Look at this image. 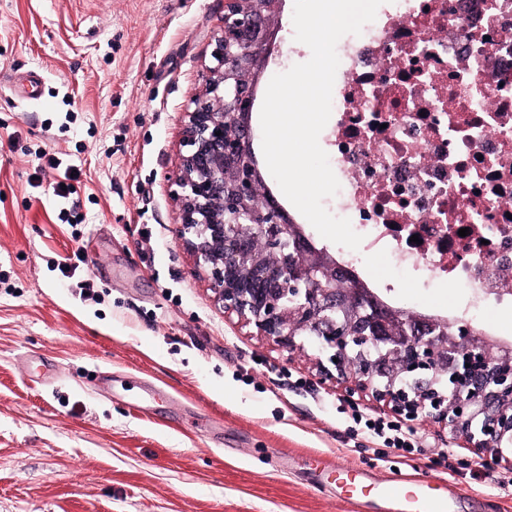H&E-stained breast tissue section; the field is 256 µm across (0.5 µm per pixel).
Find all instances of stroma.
<instances>
[{
    "label": "stroma",
    "mask_w": 512,
    "mask_h": 512,
    "mask_svg": "<svg viewBox=\"0 0 512 512\" xmlns=\"http://www.w3.org/2000/svg\"><path fill=\"white\" fill-rule=\"evenodd\" d=\"M293 4L266 22L256 101L311 55ZM223 14L224 0H0V512H345L326 464L439 478L451 448L465 467L449 484L512 512L504 461L430 409L420 451L376 461L340 408L390 405L324 380L316 344L287 351L225 312L183 246L170 179ZM35 69L41 97L21 101L14 80ZM367 276L440 322L464 300L380 257Z\"/></svg>",
    "instance_id": "stroma-1"
}]
</instances>
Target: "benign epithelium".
Returning <instances> with one entry per match:
<instances>
[{
	"instance_id": "obj_1",
	"label": "benign epithelium",
	"mask_w": 512,
	"mask_h": 512,
	"mask_svg": "<svg viewBox=\"0 0 512 512\" xmlns=\"http://www.w3.org/2000/svg\"><path fill=\"white\" fill-rule=\"evenodd\" d=\"M278 0H224L214 64L185 112L179 172L181 239L235 313L291 350L316 338L326 380L345 381L398 410L428 401L471 448L499 458L512 439V349L489 363L466 331L396 313L368 289L336 288V259L316 249L264 187L250 147L253 78ZM221 135H216V132ZM470 364L463 388L442 378Z\"/></svg>"
}]
</instances>
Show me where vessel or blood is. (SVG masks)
Segmentation results:
<instances>
[{
  "label": "vessel or blood",
  "instance_id": "vessel-or-blood-1",
  "mask_svg": "<svg viewBox=\"0 0 512 512\" xmlns=\"http://www.w3.org/2000/svg\"><path fill=\"white\" fill-rule=\"evenodd\" d=\"M336 478L345 490L350 512H368L371 503L388 505L389 512H452L455 492L442 480L420 474H397L368 480L359 470L340 465Z\"/></svg>",
  "mask_w": 512,
  "mask_h": 512
}]
</instances>
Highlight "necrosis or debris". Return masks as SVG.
I'll return each instance as SVG.
<instances>
[{
  "instance_id": "obj_1",
  "label": "necrosis or debris",
  "mask_w": 512,
  "mask_h": 512,
  "mask_svg": "<svg viewBox=\"0 0 512 512\" xmlns=\"http://www.w3.org/2000/svg\"><path fill=\"white\" fill-rule=\"evenodd\" d=\"M336 50L325 150L363 237L344 268L465 288L471 323L512 308V0H386Z\"/></svg>"
}]
</instances>
